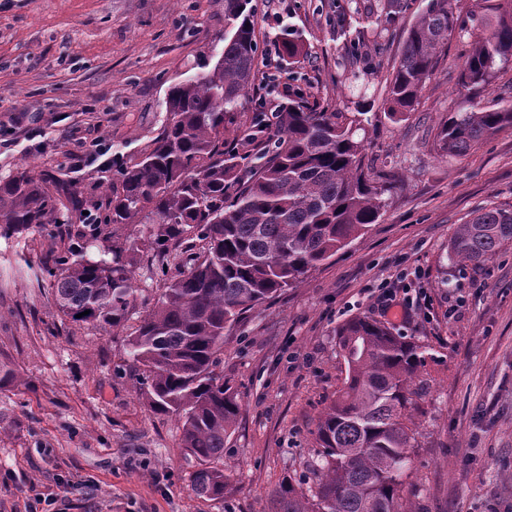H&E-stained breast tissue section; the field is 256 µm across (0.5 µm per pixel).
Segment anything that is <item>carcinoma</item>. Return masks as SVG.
<instances>
[{
	"label": "carcinoma",
	"instance_id": "1",
	"mask_svg": "<svg viewBox=\"0 0 512 512\" xmlns=\"http://www.w3.org/2000/svg\"><path fill=\"white\" fill-rule=\"evenodd\" d=\"M386 78L389 119L412 111L440 49L460 28L454 0H424ZM473 48L459 74V102L437 126L441 157L459 156L512 126V100L484 103L512 62V0H480ZM412 0H382L370 16L384 28ZM224 50L207 74L171 85L161 133L127 161L116 156L103 195L66 201L48 181L23 170L0 181V236L100 216L80 243L46 268L58 315L109 334L130 319L136 253L160 261L179 251L186 267L162 292L129 339V356L145 367L140 383L150 407L181 424L180 447L198 463L193 488L224 498V441L240 412L238 393L215 373L224 330L323 265L378 223L390 186L364 169V112L318 109L290 100L257 140L265 113L238 122L258 70L257 41L246 0H224ZM293 58L297 31L273 36ZM256 148L245 152L242 144ZM114 225L106 230L102 225ZM131 228L123 238L117 227ZM202 251H194L195 242ZM512 243V211L483 209L457 226L448 245L466 266ZM89 314H84V311ZM82 317H77V314ZM346 377L320 414L311 466L313 487L284 478L269 512H411L402 497L415 440L416 379L426 364L412 339L365 317L336 328Z\"/></svg>",
	"mask_w": 512,
	"mask_h": 512
}]
</instances>
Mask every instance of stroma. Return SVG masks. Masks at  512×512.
I'll return each instance as SVG.
<instances>
[{
	"mask_svg": "<svg viewBox=\"0 0 512 512\" xmlns=\"http://www.w3.org/2000/svg\"><path fill=\"white\" fill-rule=\"evenodd\" d=\"M364 0H288L305 49L281 75L310 103L377 118L365 164L393 185L379 223L224 337V379L240 394L224 444L223 498L196 495L197 462L174 416L154 412L128 339L158 297L169 262L139 253L135 313L107 335L57 315L45 273L64 244L53 230L0 237V512H264L284 477L309 475L321 410L342 388L336 328L383 321L376 297L417 298L394 332L428 354L418 401L415 512H512V243L458 266L448 244L475 210H512V127L442 158L440 119L455 111L470 31L456 32L404 121L380 117L385 80L414 20L406 11L360 44L341 33ZM224 48V0H0V179L33 165L62 197L97 194L89 160L131 159L160 133L172 83L211 70Z\"/></svg>",
	"mask_w": 512,
	"mask_h": 512,
	"instance_id": "35a3bbf8",
	"label": "stroma"
}]
</instances>
